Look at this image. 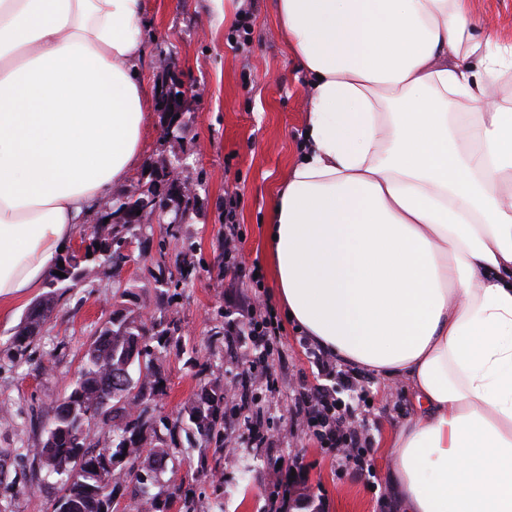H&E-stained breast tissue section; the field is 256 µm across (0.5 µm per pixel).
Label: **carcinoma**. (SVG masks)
<instances>
[{"mask_svg":"<svg viewBox=\"0 0 512 512\" xmlns=\"http://www.w3.org/2000/svg\"><path fill=\"white\" fill-rule=\"evenodd\" d=\"M149 196L143 185L138 194L112 204V214L130 211ZM126 233L125 223L98 222L85 248L61 258L64 266L58 271L64 276L52 275L48 291L13 336L14 356L27 353L62 296L90 286L102 268L118 275ZM178 331L174 315L153 318L148 326L122 302L88 344L71 391L56 407L38 447L30 449L42 469L62 479L54 512H126L117 498L124 484L140 494L136 512H166L167 501L150 495L149 487L173 453L167 436L185 424L205 443L224 440V387L218 384L205 390L180 419L155 421L149 416L150 406L165 393L155 360ZM97 421L112 422L108 447L96 445L91 423Z\"/></svg>","mask_w":512,"mask_h":512,"instance_id":"obj_1","label":"carcinoma"}]
</instances>
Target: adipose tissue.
Listing matches in <instances>:
<instances>
[{
	"instance_id": "adipose-tissue-1",
	"label": "adipose tissue",
	"mask_w": 512,
	"mask_h": 512,
	"mask_svg": "<svg viewBox=\"0 0 512 512\" xmlns=\"http://www.w3.org/2000/svg\"><path fill=\"white\" fill-rule=\"evenodd\" d=\"M469 0H277L309 78L268 254L284 312L407 382L397 512H512V48ZM142 0H0V308L141 159ZM477 59L479 71L466 62Z\"/></svg>"
}]
</instances>
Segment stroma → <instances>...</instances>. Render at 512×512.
<instances>
[{"mask_svg":"<svg viewBox=\"0 0 512 512\" xmlns=\"http://www.w3.org/2000/svg\"><path fill=\"white\" fill-rule=\"evenodd\" d=\"M472 15L492 26L501 42L512 44V0H469ZM249 11L251 31L238 32L241 11ZM138 61L149 89L168 79L159 59L168 57L194 96L182 106L177 130L164 136L159 110L142 135L143 161L110 197L137 194L150 175L181 162L192 205L180 224L165 231L155 224L131 225L130 257L119 277L104 271L94 287L67 293L58 302L35 345L23 358L8 348L32 299L0 315V512H53L60 495L56 477L30 455L44 435L55 407L77 377L84 349L113 310V297L127 290L126 305L143 320L175 312L181 341L158 356L155 367L165 395L155 418H176L204 389L230 385L247 358V337L230 332L244 302L243 289L224 277V200L233 198L240 228L239 254L258 265L261 294L276 305L275 283L263 227L274 195L286 185L307 131V77L283 39L276 0H231L226 15L210 0H143ZM170 270L191 266L193 275L169 284L156 280V263ZM308 336L282 322L273 367L281 378L271 394L249 388L224 396V441L202 443L190 430L177 429L176 452L151 487L169 499L167 512H267L271 481L281 460L294 464L288 487L292 498L307 495L317 512H392L384 475L393 465L387 451L392 431L414 416L404 381L355 372V385L318 373L307 352ZM327 388L344 402L366 410L371 443L363 473L339 468L328 449L295 432V395L300 388ZM262 422L265 447H253L248 427ZM181 487L172 496L173 487Z\"/></svg>","mask_w":512,"mask_h":512,"instance_id":"1","label":"stroma"}]
</instances>
